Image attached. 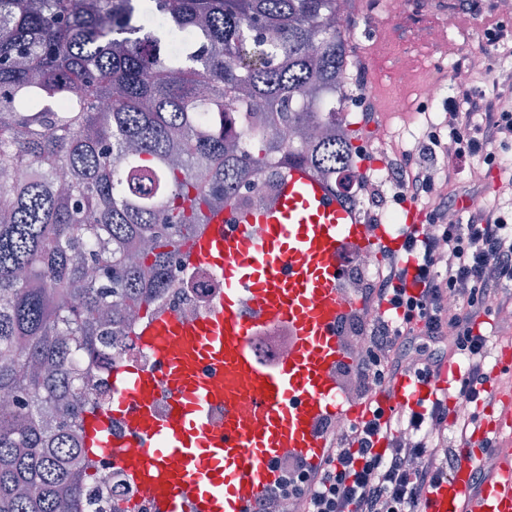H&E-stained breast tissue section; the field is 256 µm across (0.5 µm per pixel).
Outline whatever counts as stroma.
Returning <instances> with one entry per match:
<instances>
[{
	"label": "stroma",
	"mask_w": 512,
	"mask_h": 512,
	"mask_svg": "<svg viewBox=\"0 0 512 512\" xmlns=\"http://www.w3.org/2000/svg\"><path fill=\"white\" fill-rule=\"evenodd\" d=\"M367 0H348L343 25L347 32L349 54L354 70L364 75L360 82V98L377 97L385 109L380 123L386 136L369 142L370 131L356 104H348L347 111L355 123L359 141L368 142L361 169L379 170L402 162L421 136L427 120H439L441 102L427 103L419 95V88L429 81L447 82L448 70L437 62V55L426 34L441 24L444 16L455 13L457 23L449 31L448 39L455 45L456 65L470 67L472 61L489 58L497 66H512V56L504 57L499 44L482 39L477 28L485 20L497 25V35L512 44V29L508 28L496 10V0H409L403 15L388 9L371 13ZM407 69L411 75L406 90V106L398 108L391 93V78L396 69Z\"/></svg>",
	"instance_id": "1"
}]
</instances>
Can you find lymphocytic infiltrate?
Listing matches in <instances>:
<instances>
[{
  "label": "lymphocytic infiltrate",
  "mask_w": 512,
  "mask_h": 512,
  "mask_svg": "<svg viewBox=\"0 0 512 512\" xmlns=\"http://www.w3.org/2000/svg\"><path fill=\"white\" fill-rule=\"evenodd\" d=\"M491 92L468 91L448 100L443 139L429 127L417 158L388 172L398 201L418 203L424 223L399 225L403 255L380 247L374 276H366L351 248H344L339 289L358 285L359 306L341 315L337 336L346 354L334 375L367 418L335 428L318 425L324 442L319 464L285 455L280 475L254 506L266 512L278 499L289 512H417L431 491L453 473L463 447L476 433L477 406L491 405L490 381L505 384L512 373L487 368L491 315L512 314V176L501 179L497 197L469 209L464 222L446 220L458 194L457 161L499 166V145L512 139V112L500 99L512 96V71L491 79ZM461 375L454 392H434L421 408L380 399L398 378L437 380L448 363ZM471 411L461 415L459 402ZM386 447H376L378 438Z\"/></svg>",
  "instance_id": "obj_1"
}]
</instances>
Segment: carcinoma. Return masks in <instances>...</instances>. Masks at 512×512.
Listing matches in <instances>:
<instances>
[{
	"label": "carcinoma",
	"instance_id": "carcinoma-1",
	"mask_svg": "<svg viewBox=\"0 0 512 512\" xmlns=\"http://www.w3.org/2000/svg\"><path fill=\"white\" fill-rule=\"evenodd\" d=\"M341 0H0V512H85L80 355L280 158L349 209ZM184 37L179 56L158 40ZM265 119L241 134L210 113ZM294 137L282 139L280 132Z\"/></svg>",
	"mask_w": 512,
	"mask_h": 512
}]
</instances>
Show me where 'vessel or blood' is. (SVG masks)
I'll list each match as a JSON object with an SVG mask.
<instances>
[{
    "instance_id": "1",
    "label": "vessel or blood",
    "mask_w": 512,
    "mask_h": 512,
    "mask_svg": "<svg viewBox=\"0 0 512 512\" xmlns=\"http://www.w3.org/2000/svg\"><path fill=\"white\" fill-rule=\"evenodd\" d=\"M253 224L260 235L250 233ZM379 243L397 251L403 240L382 229L369 233L299 164L289 165L273 206L244 216L210 214L181 256L222 277L217 302L194 320L158 313L140 324L136 344L156 367L129 362L113 369L111 408L85 420L96 455H111L149 489L152 512H249L277 479L285 454L318 463L317 422L360 415L338 403L332 377L344 359L336 320L349 308L337 288L341 253L347 245L366 252ZM277 328L289 335L288 352L266 366L251 340ZM431 392V385L403 377L388 400L413 407ZM218 410L220 431L212 422ZM119 419L127 432L116 436L111 423ZM484 455L480 448L462 453L424 512H512L511 459L500 460L480 488L472 486Z\"/></svg>"
}]
</instances>
